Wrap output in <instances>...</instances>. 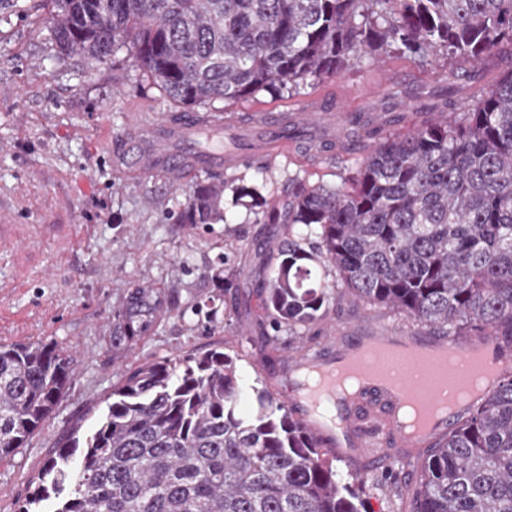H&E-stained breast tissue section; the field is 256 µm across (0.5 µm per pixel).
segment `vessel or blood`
Wrapping results in <instances>:
<instances>
[{"mask_svg": "<svg viewBox=\"0 0 512 512\" xmlns=\"http://www.w3.org/2000/svg\"><path fill=\"white\" fill-rule=\"evenodd\" d=\"M251 124L267 134L265 154L287 152V121H272L268 113L258 110L252 112ZM207 125L223 129V115L198 113L149 121L131 118L110 150L112 168L122 176L159 174L169 185L179 187L197 173L220 174L226 168L241 164V157H228L221 149L205 150L198 146L197 136ZM376 343L447 351L464 360L478 353L483 356L493 379H501L512 372V352L502 349L492 338L478 337L463 344L447 335L426 339L391 332L375 337L361 336L351 342L345 337L333 336L329 351L298 354L289 372L275 384L297 417L323 442L328 452L355 447L364 448L375 456L394 448L413 451L427 444L436 433L432 427L416 437L405 433L397 416L400 402L383 384L371 382L347 395L339 392L336 387L339 371L352 363L362 368L372 366L375 362L372 346Z\"/></svg>", "mask_w": 512, "mask_h": 512, "instance_id": "vessel-or-blood-1", "label": "vessel or blood"}]
</instances>
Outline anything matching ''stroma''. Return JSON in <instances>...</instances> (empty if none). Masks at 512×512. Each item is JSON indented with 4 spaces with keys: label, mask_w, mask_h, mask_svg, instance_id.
<instances>
[{
    "label": "stroma",
    "mask_w": 512,
    "mask_h": 512,
    "mask_svg": "<svg viewBox=\"0 0 512 512\" xmlns=\"http://www.w3.org/2000/svg\"><path fill=\"white\" fill-rule=\"evenodd\" d=\"M19 3L16 11L0 9V342L56 343L74 358V380L26 446L0 461V512H20L46 459L95 429L113 388L137 367L223 351L237 360V409L248 415L257 390L272 388L273 375L298 353L324 349L333 331L429 335L387 307L346 296L303 334L274 329L261 315L259 284L289 234L306 229L259 224L255 212L258 202L285 200L292 179L339 183L371 144L364 125L382 109L392 111L393 133L435 119L444 62L381 54L293 97L263 92L218 103L238 114L311 104L342 121L296 124L287 153L225 169V220L206 228L179 221L205 174L173 189L158 176L120 177L107 159L130 113L149 120L187 106L129 51L103 62L60 53L48 32V0ZM242 184L252 196L238 197ZM219 268L230 291L212 279ZM135 285L164 290L172 310L132 349H116L113 310ZM335 464L356 478L367 512H408L411 468L400 458L376 466L340 455Z\"/></svg>",
    "instance_id": "obj_1"
}]
</instances>
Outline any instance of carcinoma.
Returning a JSON list of instances; mask_svg holds the SVG:
<instances>
[{
	"instance_id": "obj_1",
	"label": "carcinoma",
	"mask_w": 512,
	"mask_h": 512,
	"mask_svg": "<svg viewBox=\"0 0 512 512\" xmlns=\"http://www.w3.org/2000/svg\"><path fill=\"white\" fill-rule=\"evenodd\" d=\"M51 38L99 62L133 50L187 106L293 94L387 47L478 67L512 54V0H50ZM445 73L443 119L390 134L336 185H288L257 224H301L264 280L275 327L328 315L335 294L453 335L512 343V70L475 97ZM224 220V181L199 183L184 224ZM333 273L331 282L318 269ZM135 286L113 314L131 348L170 311ZM51 342L0 343V459L25 447L73 380ZM237 365L207 350L132 372L84 443L58 450L31 500L56 512H367L315 435L263 389L237 411ZM82 450L78 468L72 457ZM410 512H512V373L436 438Z\"/></svg>"
}]
</instances>
